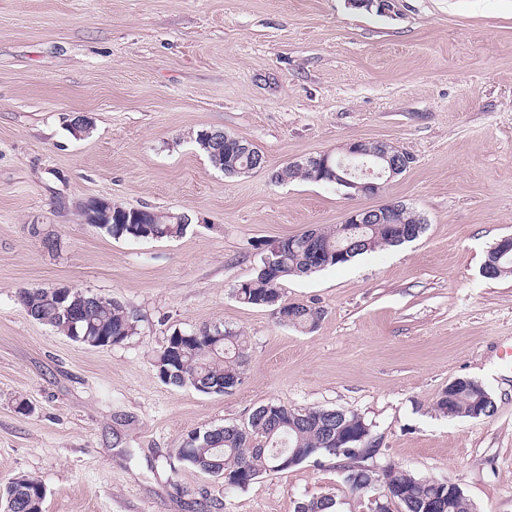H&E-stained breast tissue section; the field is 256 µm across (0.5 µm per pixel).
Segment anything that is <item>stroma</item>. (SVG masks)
Segmentation results:
<instances>
[{
	"label": "stroma",
	"instance_id": "35a3bbf8",
	"mask_svg": "<svg viewBox=\"0 0 512 512\" xmlns=\"http://www.w3.org/2000/svg\"><path fill=\"white\" fill-rule=\"evenodd\" d=\"M0 0V484L28 475L44 512H296L328 495L372 512L337 459L247 489L197 473L194 429L257 407L335 408L371 423L378 464L459 483L477 512H512V278L489 280L512 236V0ZM90 129L74 135L73 115ZM221 129L264 168L228 177L199 149ZM413 158L377 193L278 181L288 163L349 142ZM98 197L185 216L183 235L115 238L81 215ZM402 202L415 241L284 281L318 326L279 325L233 291L271 244ZM73 285L123 304L137 331L91 347L32 320L25 288ZM244 336L242 382L206 395L153 362L173 331ZM458 378L496 410L448 418ZM500 240L488 251L484 265L490 267L488 279H500L512 276V243L500 244Z\"/></svg>",
	"mask_w": 512,
	"mask_h": 512
}]
</instances>
